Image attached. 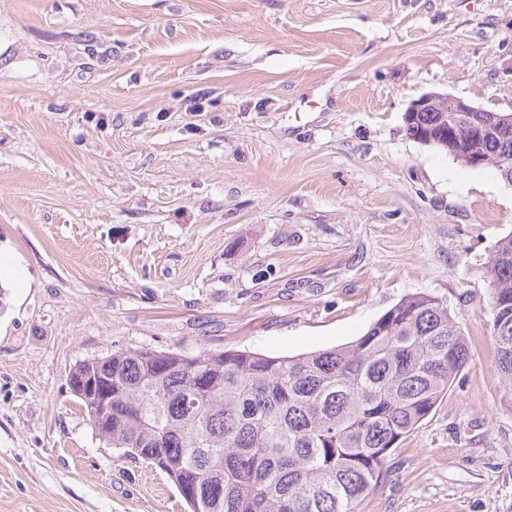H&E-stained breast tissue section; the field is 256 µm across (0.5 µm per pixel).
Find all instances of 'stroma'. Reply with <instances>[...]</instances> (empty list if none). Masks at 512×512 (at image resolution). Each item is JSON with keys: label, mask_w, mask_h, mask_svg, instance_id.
<instances>
[{"label": "stroma", "mask_w": 512, "mask_h": 512, "mask_svg": "<svg viewBox=\"0 0 512 512\" xmlns=\"http://www.w3.org/2000/svg\"><path fill=\"white\" fill-rule=\"evenodd\" d=\"M427 92L512 112V0H0V512H186L94 433L79 361L298 355L416 293L471 359L357 512H512V187L406 138ZM492 295L496 368L506 395L512 398V233L499 239L486 267Z\"/></svg>", "instance_id": "35a3bbf8"}]
</instances>
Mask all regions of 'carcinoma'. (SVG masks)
<instances>
[{"label":"carcinoma","instance_id":"cac0c4a2","mask_svg":"<svg viewBox=\"0 0 512 512\" xmlns=\"http://www.w3.org/2000/svg\"><path fill=\"white\" fill-rule=\"evenodd\" d=\"M432 146L459 158L441 112H416ZM489 162L512 161V136L486 140ZM496 368L512 397V233L486 267ZM115 351L84 359L70 390L92 428L91 377L112 389V437L123 455L159 468L189 512H356L391 449L419 427L466 367L470 351L448 306L402 298L355 340L295 356Z\"/></svg>","mask_w":512,"mask_h":512}]
</instances>
